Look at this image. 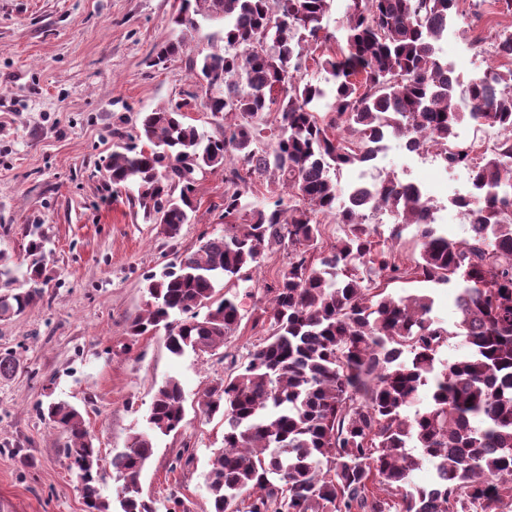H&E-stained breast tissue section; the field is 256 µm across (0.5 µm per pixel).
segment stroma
<instances>
[{
	"instance_id": "35a3bbf8",
	"label": "stroma",
	"mask_w": 512,
	"mask_h": 512,
	"mask_svg": "<svg viewBox=\"0 0 512 512\" xmlns=\"http://www.w3.org/2000/svg\"><path fill=\"white\" fill-rule=\"evenodd\" d=\"M180 0H0V253L23 277L25 248L41 238L51 279L24 314L0 320V353L19 368L0 378V512H85L75 475L61 453L64 438L39 408L49 401L78 407L101 452V497L118 502L114 453L146 418L159 386L178 379L184 389L182 428L157 439L141 478L142 499L168 512L179 497L186 512H210L208 472L224 446L220 416L200 401L224 380L229 356H246L265 334L243 319L222 351L173 356L164 335L133 336L128 323L147 299L145 278L196 250L203 237L224 231L223 172L198 176L195 219L170 240L144 221L115 189L105 167L117 132L137 134L143 113L193 90L186 56L155 67L156 46L172 39L169 16ZM471 15L462 0L439 44L440 56L464 77L486 66L467 52ZM419 184L440 209L449 238L470 226L450 202L471 189L462 170L396 150L380 163ZM389 293L427 295L433 314L454 324L448 289L417 280L390 284ZM191 458L177 465L178 453Z\"/></svg>"
}]
</instances>
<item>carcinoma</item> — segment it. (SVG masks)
<instances>
[{
    "instance_id": "1",
    "label": "carcinoma",
    "mask_w": 512,
    "mask_h": 512,
    "mask_svg": "<svg viewBox=\"0 0 512 512\" xmlns=\"http://www.w3.org/2000/svg\"><path fill=\"white\" fill-rule=\"evenodd\" d=\"M332 2L181 0L168 19L179 35L157 48L156 66L184 53L198 23L224 20V46L186 59L215 132L177 103L160 106L135 137L117 134L107 177L117 188L136 182L129 203L174 240L197 212L196 174L222 169L224 233L146 278L150 300L130 333L165 330L175 356L223 348L244 314L236 298H216L217 285L253 280L265 252L281 251L255 318L267 337L204 395V413L224 420L211 512H512V67L476 75L461 110L437 48L460 0H350L336 51L315 57ZM493 52L512 59V33ZM310 60L331 89L305 78ZM465 119L500 131L478 157L456 137ZM390 137L468 171V238L428 221L435 205L390 172L369 191L341 186L340 170L369 162ZM260 178L274 197L261 207L246 201ZM382 210L396 217L385 239L369 222ZM326 218L339 228L328 248ZM410 224L420 251L408 257L388 241ZM25 262L30 287H16L0 255V320L36 303L50 280L41 240ZM407 279L452 288L454 326L432 316L429 296L387 292ZM453 336L466 350L444 362ZM183 403L168 379L149 410L152 433L112 456L121 512H155L140 478L154 437L182 427ZM40 415L65 438L89 512H112L81 411L52 402ZM425 459L434 476L419 486L412 473Z\"/></svg>"
}]
</instances>
